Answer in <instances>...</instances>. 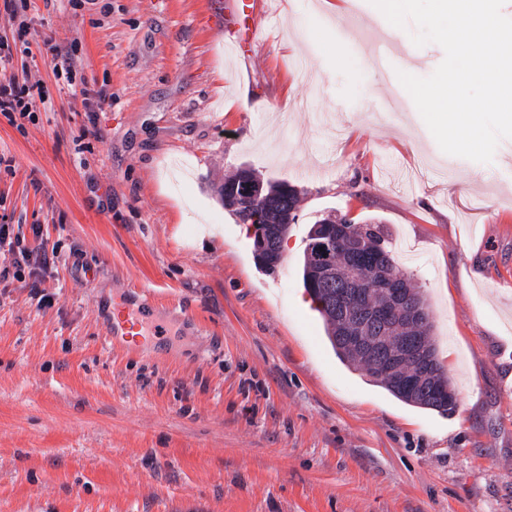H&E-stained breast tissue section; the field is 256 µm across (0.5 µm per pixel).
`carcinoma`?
Masks as SVG:
<instances>
[{"label":"carcinoma","mask_w":512,"mask_h":512,"mask_svg":"<svg viewBox=\"0 0 512 512\" xmlns=\"http://www.w3.org/2000/svg\"><path fill=\"white\" fill-rule=\"evenodd\" d=\"M221 196L224 208L252 227L261 272L276 275L299 210V190L239 169L224 179ZM333 237L336 247L325 259L319 247ZM372 264L393 276L395 303L385 289L359 280L362 269ZM302 283L342 362L364 370L372 382L408 405L454 413L455 390L439 358L426 298L400 267L385 225L357 224L344 215L317 220L307 233Z\"/></svg>","instance_id":"1"}]
</instances>
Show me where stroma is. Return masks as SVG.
I'll return each instance as SVG.
<instances>
[{"label":"stroma","instance_id":"obj_1","mask_svg":"<svg viewBox=\"0 0 512 512\" xmlns=\"http://www.w3.org/2000/svg\"><path fill=\"white\" fill-rule=\"evenodd\" d=\"M220 7L0 8V38L60 48L0 70L40 85L34 119L0 114V214L60 255L0 283V512H512V139L477 163L389 109L371 55L405 40L369 0H257L279 26L239 60ZM240 167L301 192L274 277L219 200ZM330 214L388 228L453 415L334 353L299 272ZM130 301L166 328L139 351L105 343Z\"/></svg>","mask_w":512,"mask_h":512}]
</instances>
